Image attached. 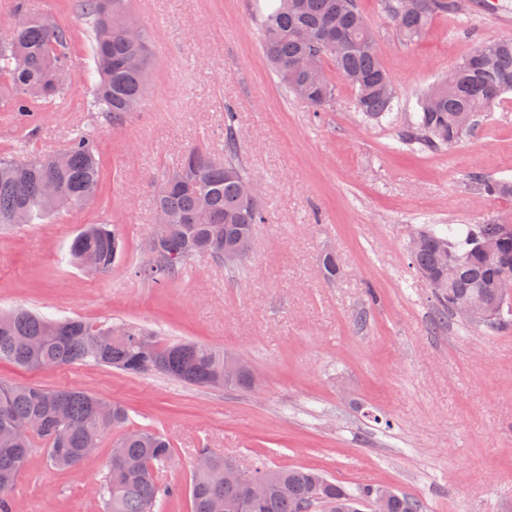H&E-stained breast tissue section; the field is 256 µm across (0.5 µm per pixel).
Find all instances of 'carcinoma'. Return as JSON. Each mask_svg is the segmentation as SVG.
I'll use <instances>...</instances> for the list:
<instances>
[{
	"label": "carcinoma",
	"instance_id": "carcinoma-1",
	"mask_svg": "<svg viewBox=\"0 0 512 512\" xmlns=\"http://www.w3.org/2000/svg\"><path fill=\"white\" fill-rule=\"evenodd\" d=\"M475 0H382V7L400 37L412 41L432 17L469 10ZM91 54L98 82L94 106L112 114L119 124L142 104L146 79L154 63L148 31L132 17L130 0H83ZM262 50L287 93L317 110L329 106L334 86L326 73L332 61L355 92L358 112L380 122L391 115L396 96L378 52V41L357 0H279L261 19ZM68 32L48 20L18 12L0 26V84L12 92L11 108L25 109L38 100L63 93L68 61ZM512 94V39H493L477 48L415 98V112L400 130L398 141L428 150L452 146ZM235 113L224 117V156L189 150L155 195L175 232L154 251L157 262L143 269L151 278H172L196 255L220 259L224 247L252 238L254 226L265 222L259 206L245 201L241 185L250 175L238 160ZM484 194L512 196V181L472 176ZM100 161L95 136L78 131L66 152L26 161L0 158V227L33 224L61 206L80 207L97 195ZM411 251L417 272L434 290L440 311L493 330L512 320V297L499 282L512 274L511 224H450L419 232ZM87 254L98 257L100 272L108 271L123 254L115 224H87L73 239L69 256L81 265ZM479 296L489 313L475 319L463 304ZM118 335L101 343L107 328L78 319L52 320L26 309L0 311V362L29 370L71 364L115 368L130 375L157 373L186 384L224 387L227 353L191 341L162 342L153 332L133 323L114 327ZM0 393V512H13L12 494L34 444L41 445L48 465L59 472L79 467L87 448H97L103 436L122 427L127 409L112 404L111 418L95 406L101 397L88 391L50 389L38 383L4 385ZM118 442L124 456L109 462L100 487L103 512H159L179 493L159 480L173 457L170 442L147 429L124 431ZM258 471L274 477L264 498L250 512H360V501L373 484L350 490L311 468L273 467L260 461ZM240 490L224 487V458L205 470L192 471L191 512H217L224 498H239ZM385 512H423L414 497L394 490Z\"/></svg>",
	"mask_w": 512,
	"mask_h": 512
}]
</instances>
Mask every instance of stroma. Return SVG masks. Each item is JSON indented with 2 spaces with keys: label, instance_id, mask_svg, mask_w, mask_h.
<instances>
[{
  "label": "stroma",
  "instance_id": "35a3bbf8",
  "mask_svg": "<svg viewBox=\"0 0 512 512\" xmlns=\"http://www.w3.org/2000/svg\"><path fill=\"white\" fill-rule=\"evenodd\" d=\"M70 34L71 75L55 105L23 117L0 111V156L66 150L92 128L101 159L98 195L35 224L0 229V309L97 326L132 322L163 341L191 340L237 354L256 391L193 387L100 366L31 371L0 362V383L79 388L125 406L129 428L162 433L174 455L163 482L180 494L163 512H190L199 449L248 465L321 470L353 488L388 485L424 512H512V324L497 331L439 316L413 268L408 240L429 225L512 224V198L483 195L481 174L512 180V94L459 143L400 144L416 95L484 40L512 38V0L433 18L401 40L381 0H358L397 96L390 120H364L335 67L323 111L287 95L261 50L265 0H133L156 63L140 111L122 123L91 109L89 28L82 0H0ZM236 114L240 159L266 214L247 263L190 259L168 280L144 276L155 211L150 179L192 148L224 152V110ZM118 226L126 249L105 273L66 263L88 224ZM336 259L327 278L324 253ZM366 312L364 329L353 327ZM389 426L372 422V415ZM68 472L34 449L18 475L13 512H102L98 489L115 441Z\"/></svg>",
  "mask_w": 512,
  "mask_h": 512
}]
</instances>
